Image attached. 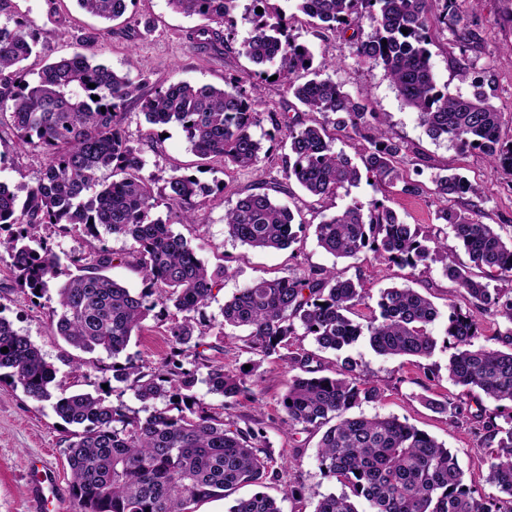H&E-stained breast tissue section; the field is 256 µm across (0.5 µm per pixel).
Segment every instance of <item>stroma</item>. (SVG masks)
<instances>
[{
  "label": "stroma",
  "mask_w": 512,
  "mask_h": 512,
  "mask_svg": "<svg viewBox=\"0 0 512 512\" xmlns=\"http://www.w3.org/2000/svg\"><path fill=\"white\" fill-rule=\"evenodd\" d=\"M284 8L294 17L290 33L298 42L306 44L314 55L326 51L335 57L337 67L332 77L344 91L362 98L369 109L388 114L394 132L404 143L400 165L409 176L426 183L431 173L439 168L455 167L480 183L483 189L482 198H452L445 202L430 193L410 197L394 188L383 197L385 205L426 233L433 231L435 213L445 204L455 209L473 205L480 222L512 225V178L503 175L480 152L462 154L446 141L431 139L419 125L415 112L397 95L383 68L357 63L346 38L317 28L313 19L296 14L291 0H286ZM456 8L461 14L477 16L482 41L471 57L482 76L492 82L493 102L502 114L501 136L511 139L512 0H484L477 11L473 10L470 0H457ZM129 13L128 24L113 25L84 12L75 0H8L6 12H0V21L15 16L34 23L39 43L36 54L26 62L28 70L34 73L47 63L72 55L84 42L92 48L97 62L117 71L128 70L132 75L143 76L149 92L180 81L220 87L226 77L245 74L252 68L244 56L221 44L206 50L192 49L188 32L199 26V18L174 12L166 0H133ZM430 51L438 83L448 85L452 92L470 95V84L458 76L464 61L453 49L452 36L446 28L434 29ZM123 126L132 145L146 160L147 173L156 179L167 178L172 167L194 166L202 182L224 188L216 201L200 205L197 223L177 227L206 264L212 267L223 264L232 270L215 301L204 309V320L217 316L224 301L254 279L284 277L332 266L345 270L347 276H360L371 305L376 304L381 289L408 285L427 295L442 314L447 312L449 304L465 306L461 292L442 275L439 266L414 273L393 264H378L368 254L355 259H338L319 247L312 230L314 224L350 202L366 204L379 195L366 180L351 188L349 194L323 199L308 197L299 187L289 186L284 178L285 148L279 141L264 138L265 131L271 127L268 119L254 130L256 138L262 141L265 155L264 178L276 186V200L298 212L307 225L297 243L280 251L254 250L224 233V211L234 206L240 194L251 185L255 178L252 171L232 165L198 166L184 132L177 125L168 127L167 137L149 139V125L139 104L128 106ZM45 162L41 151L18 149L10 125H0V182L18 196H25L28 189L35 186ZM41 234L60 254L87 251L100 241L117 252L128 251L130 246L129 241L121 237L107 235L99 241L84 231L73 229L64 233L54 226L43 228ZM56 307L55 290L33 297L0 263V315L39 346L46 360L56 368L58 379L76 391L106 390L108 401L138 408L139 403L131 393L113 381L109 369L111 357L97 352L90 364H82V352L56 335L52 326ZM170 322L167 310L155 308L142 334L132 337L127 355L136 363L156 366L169 351L167 328ZM446 325L442 317L432 326L438 346L428 359L381 356L363 339L348 347L346 353L360 362L362 380L377 384L383 392L378 403L362 404L361 412L368 416L399 417L444 443L456 454L470 485L479 494L487 495L493 493L494 488L486 481V455L473 432L477 405L448 379L451 351L444 343ZM208 341L210 346L204 354L211 363L224 364L232 371L257 364L258 382L253 396L239 397L231 406L225 405L223 395L209 392L203 384L197 386V396L211 411L223 414L227 420L241 426L263 427L279 473L277 480L267 486V494L280 499L283 512H314L318 495L338 492L339 487L320 473L319 433H292L282 422L281 400L288 380L287 363L275 355L257 359L237 336L212 335ZM450 397L462 407L457 417L431 409V402H443ZM71 430V425L62 423L49 403L29 398L21 386L11 384L10 380L0 381V512H37L27 474L29 458L37 455L48 458L57 471L58 498L64 506L63 512H76L66 461Z\"/></svg>",
  "instance_id": "35a3bbf8"
}]
</instances>
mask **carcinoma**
<instances>
[{"instance_id":"1","label":"carcinoma","mask_w":512,"mask_h":512,"mask_svg":"<svg viewBox=\"0 0 512 512\" xmlns=\"http://www.w3.org/2000/svg\"><path fill=\"white\" fill-rule=\"evenodd\" d=\"M83 11L105 21H118L132 0H76ZM246 20L249 36L237 53L258 70L247 77L224 80V87L172 83L143 92L145 81L94 61L89 48L45 65L36 76L23 63L38 43L27 19L0 22V118L9 116L19 148H36L46 163L37 184L23 202L0 183V263L6 264L23 288L35 296L61 274L60 258L40 234L44 226L66 230L80 226L96 238L99 229L131 241L130 251L101 246L87 254H71L78 274L57 288L56 332L84 353L104 351L112 357V378L140 403L132 410L99 394L68 391L57 370L30 337L0 316V379L22 386L38 402L50 401L55 413L76 426L66 447L71 490L77 512H194L204 499L228 498L252 487L228 512H283L262 488L277 477L261 428L239 426L210 412L195 393L199 369L207 368L209 391L234 401L251 390L256 367L229 372L209 364L198 348L209 331L247 332L243 342L265 359L282 349L288 363V384L281 407L290 431H322L319 469L341 492L321 495L315 512H512V328L501 335L504 349L478 343L482 319L512 325V290L490 282L512 278V231L484 224L469 209H438L441 227L432 235L403 221L380 200L356 201L314 225L318 245L336 258L367 252L380 263L414 270L441 265L443 275L463 291L471 309L448 306L445 329L448 380L469 392L476 403L494 404L488 416L478 415L474 433L488 449L486 482L498 494L475 497L457 456L444 444L395 416H366L351 410L375 402L380 387L361 382L359 363L337 356L335 375H318L316 354L290 349L289 339L303 331L320 350L340 352L361 336L379 355L427 359L437 340L428 327L439 309L418 290L392 286L380 291L377 307L366 302L360 277L334 268L311 270L275 279L258 278L220 309L221 319L207 326L195 314L215 300L214 290L229 269L210 268L197 258L175 224L197 223L196 199L211 189L187 171L174 170L164 180L163 196L156 179L143 174L145 161L123 132L128 105L137 102L150 125L147 136L179 125L191 151L201 160L253 170L257 179L236 204L224 212L226 234L258 250H283L297 242L305 224L295 223L292 210L277 203L263 179L262 145L253 133L261 125L256 111L258 80L277 75L288 93L307 112L322 116L310 123L299 113L270 115L273 141L280 134L288 148L285 179L320 199L356 185L362 177L381 187L420 196L425 185L399 167L403 143L386 115L368 110L360 98L343 90L328 74L336 67L326 55L314 64L309 47L288 34V18L280 0H253ZM296 9L320 22V28L344 35L363 64L382 67L403 103L413 109L435 140H447L461 153L481 151L512 176V141L501 139L502 114L478 76L468 52L480 41L477 24L461 15L456 0H441L438 21L467 61L463 76L471 80L468 96L439 85L430 59L428 14L435 0H293ZM169 7L206 25L190 33L191 46L209 44L214 26L233 23L237 0H167ZM263 12L256 13V8ZM368 23L371 33L363 35ZM408 30L403 34L401 29ZM95 87H89V84ZM360 137V160L352 163L335 151L336 135ZM112 171V181L99 178ZM433 193L443 199L478 197V183L453 168L431 177ZM166 201L167 215L155 213ZM464 249L469 263L448 249V234ZM132 263L144 288L135 292L106 275L114 263ZM172 306L168 328L170 358L148 370L128 356L118 361L132 337L157 305ZM503 423H497V419Z\"/></svg>"}]
</instances>
